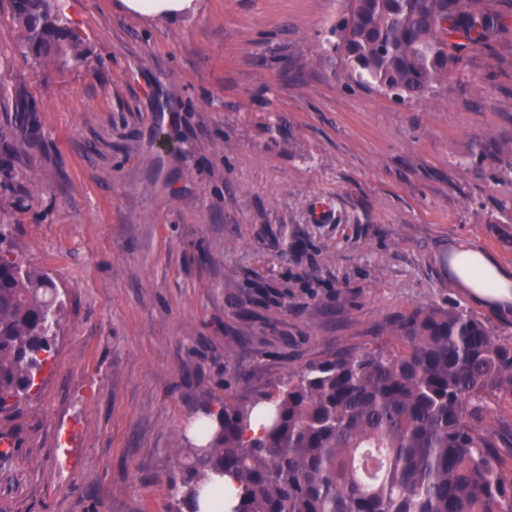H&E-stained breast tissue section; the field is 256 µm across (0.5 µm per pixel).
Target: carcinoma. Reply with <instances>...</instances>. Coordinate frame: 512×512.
<instances>
[{"label":"carcinoma","mask_w":512,"mask_h":512,"mask_svg":"<svg viewBox=\"0 0 512 512\" xmlns=\"http://www.w3.org/2000/svg\"><path fill=\"white\" fill-rule=\"evenodd\" d=\"M25 53L38 62L80 64L82 38L57 0H9ZM512 0H346L336 53L351 75L398 98L422 100L459 67L461 38L486 45L509 33ZM9 133L14 153L35 143L36 108L15 88ZM0 224V414L40 389L57 353L63 303L46 273L23 265ZM512 399V343L452 309L427 306L398 325V344L340 355L289 377L250 405H224L204 441L182 457L174 487L186 503L214 473L240 489L232 512H512V483L500 477L494 443L475 422L489 400ZM269 424L249 436L258 406ZM363 448L385 464L361 477Z\"/></svg>","instance_id":"obj_1"}]
</instances>
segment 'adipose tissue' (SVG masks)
<instances>
[{"instance_id":"1","label":"adipose tissue","mask_w":512,"mask_h":512,"mask_svg":"<svg viewBox=\"0 0 512 512\" xmlns=\"http://www.w3.org/2000/svg\"><path fill=\"white\" fill-rule=\"evenodd\" d=\"M449 275L456 287L483 304L512 308V271L473 247L451 249Z\"/></svg>"}]
</instances>
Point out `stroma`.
<instances>
[{
  "label": "stroma",
  "mask_w": 512,
  "mask_h": 512,
  "mask_svg": "<svg viewBox=\"0 0 512 512\" xmlns=\"http://www.w3.org/2000/svg\"><path fill=\"white\" fill-rule=\"evenodd\" d=\"M196 5L64 0L84 61L38 66L0 0V95L25 85L39 120L18 155L0 107V218L63 303L39 394L0 416V512H175L201 405L395 346L418 308L512 341L448 277L455 246L512 268V42L466 48L417 102L348 77L344 0ZM480 429L511 478L512 401ZM126 11L140 16L177 19L194 8V0H121Z\"/></svg>",
  "instance_id": "stroma-1"
}]
</instances>
